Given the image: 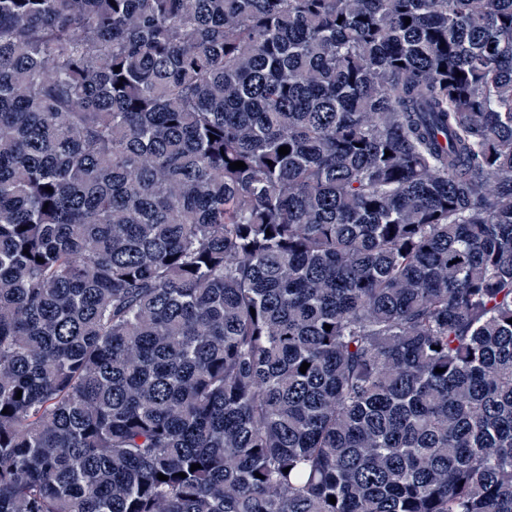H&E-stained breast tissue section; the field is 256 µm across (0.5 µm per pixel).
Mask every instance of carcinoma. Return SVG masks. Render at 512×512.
<instances>
[{"mask_svg": "<svg viewBox=\"0 0 512 512\" xmlns=\"http://www.w3.org/2000/svg\"><path fill=\"white\" fill-rule=\"evenodd\" d=\"M510 319L512 0H0V512H512Z\"/></svg>", "mask_w": 512, "mask_h": 512, "instance_id": "obj_1", "label": "carcinoma"}]
</instances>
